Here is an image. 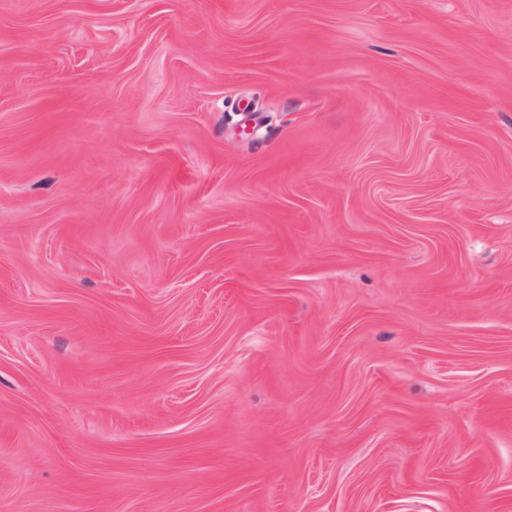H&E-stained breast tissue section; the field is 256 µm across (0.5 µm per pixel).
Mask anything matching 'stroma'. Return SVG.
Segmentation results:
<instances>
[{
  "label": "stroma",
  "mask_w": 512,
  "mask_h": 512,
  "mask_svg": "<svg viewBox=\"0 0 512 512\" xmlns=\"http://www.w3.org/2000/svg\"><path fill=\"white\" fill-rule=\"evenodd\" d=\"M0 512H512V0H0Z\"/></svg>",
  "instance_id": "stroma-1"
}]
</instances>
